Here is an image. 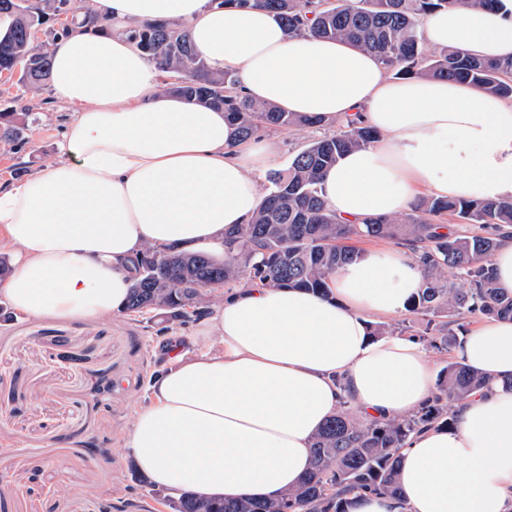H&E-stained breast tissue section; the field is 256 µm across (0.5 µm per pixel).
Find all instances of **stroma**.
I'll return each mask as SVG.
<instances>
[{
    "label": "stroma",
    "instance_id": "35a3bbf8",
    "mask_svg": "<svg viewBox=\"0 0 512 512\" xmlns=\"http://www.w3.org/2000/svg\"><path fill=\"white\" fill-rule=\"evenodd\" d=\"M29 107L25 139L0 144V184L38 174L60 157L72 113L52 89L22 93L0 77V102ZM337 125L275 129L277 171ZM196 322L161 331L153 314L92 320L33 318L0 294V512H171L168 495L136 481L125 445L151 376L198 348Z\"/></svg>",
    "mask_w": 512,
    "mask_h": 512
}]
</instances>
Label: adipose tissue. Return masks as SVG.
I'll list each match as a JSON object with an SVG mask.
<instances>
[{"label": "adipose tissue", "mask_w": 512, "mask_h": 512, "mask_svg": "<svg viewBox=\"0 0 512 512\" xmlns=\"http://www.w3.org/2000/svg\"><path fill=\"white\" fill-rule=\"evenodd\" d=\"M105 23L50 45L52 86L73 110L61 157L0 185V283L32 317L94 319L122 311L145 248L224 250L250 223L276 144L241 140L223 109L162 90L125 32L185 28L211 71L244 95L329 123L350 114L379 138L323 176L324 201L349 224L406 214L419 190L512 202V101L460 82L397 80L350 43L288 35L266 11L214 0H82ZM433 47L512 56L503 10L448 9L420 21ZM422 280L401 250L340 268L324 297L255 283L234 289L197 326L203 347L153 375L125 443L155 485L177 496L269 499L296 489L315 433L342 402L365 420L415 412L433 395L428 352L409 337H372L369 316L405 311ZM487 385L455 408L454 429L414 433L399 494L351 496L349 512H512V319H489L454 350Z\"/></svg>", "instance_id": "ef3b65f1"}]
</instances>
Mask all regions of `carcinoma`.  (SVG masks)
I'll list each match as a JSON object with an SVG mask.
<instances>
[{"label": "carcinoma", "mask_w": 512, "mask_h": 512, "mask_svg": "<svg viewBox=\"0 0 512 512\" xmlns=\"http://www.w3.org/2000/svg\"><path fill=\"white\" fill-rule=\"evenodd\" d=\"M74 0H0V68L17 73V84L38 91L51 82L49 51L35 44L47 28L51 39L62 30L54 21L69 15ZM224 6H250L276 16L289 33L349 42L379 58L398 78L428 77L466 82L512 100V58L484 61L460 50L427 53L418 33L425 14L449 8L503 9V0H219ZM140 48L163 76L164 90L200 104L224 109L247 140L266 128H305L317 122L258 103L236 91L230 71L215 73L197 58L186 31L165 22L130 28ZM25 126L22 113L0 109V142L16 143ZM377 132L349 119L336 134L306 145L288 169L272 177V187L252 222L225 233L224 259L175 247L147 248L135 269L125 311L158 312L171 324L203 316L209 288L229 287L242 275L272 287H297L329 295L336 270L359 256L347 245L355 237L396 240L417 256L422 284L407 311L464 319L512 318V295L497 288L490 264L497 239L441 230L429 216L450 212L480 226H512V204L485 199H422L412 212L375 218L361 225L340 224L322 198L321 174L346 152L366 147ZM485 382L461 363L448 362L431 400L417 412L381 422L358 419L345 403L311 442L312 469L299 488L257 501L213 499L185 493L173 512H348V496L398 494L400 450L420 428H454L453 404L465 401Z\"/></svg>", "instance_id": "cac0c4a2"}]
</instances>
